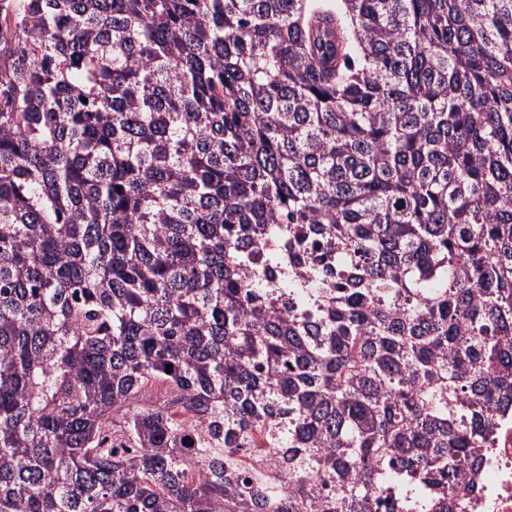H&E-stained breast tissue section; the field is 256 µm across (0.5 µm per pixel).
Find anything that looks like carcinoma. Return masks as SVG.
Returning <instances> with one entry per match:
<instances>
[{
	"label": "carcinoma",
	"instance_id": "1",
	"mask_svg": "<svg viewBox=\"0 0 512 512\" xmlns=\"http://www.w3.org/2000/svg\"><path fill=\"white\" fill-rule=\"evenodd\" d=\"M0 30V512L477 491L512 405V0H19Z\"/></svg>",
	"mask_w": 512,
	"mask_h": 512
}]
</instances>
